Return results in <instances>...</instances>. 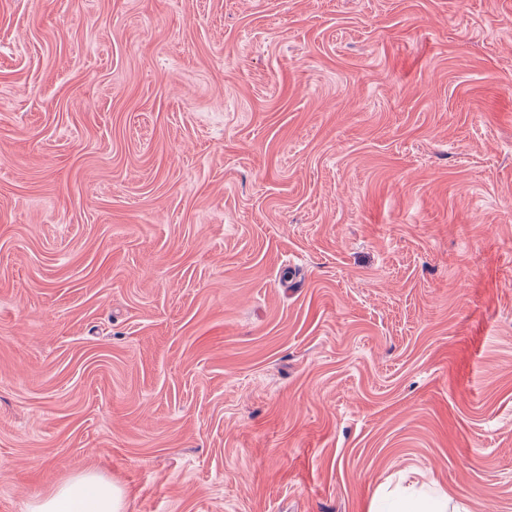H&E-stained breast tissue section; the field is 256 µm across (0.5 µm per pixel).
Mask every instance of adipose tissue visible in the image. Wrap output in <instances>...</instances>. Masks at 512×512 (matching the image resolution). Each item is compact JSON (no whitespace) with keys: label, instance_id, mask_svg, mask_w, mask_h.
Segmentation results:
<instances>
[{"label":"adipose tissue","instance_id":"1","mask_svg":"<svg viewBox=\"0 0 512 512\" xmlns=\"http://www.w3.org/2000/svg\"><path fill=\"white\" fill-rule=\"evenodd\" d=\"M123 509L122 489L93 472L63 482L26 506V512H123Z\"/></svg>","mask_w":512,"mask_h":512}]
</instances>
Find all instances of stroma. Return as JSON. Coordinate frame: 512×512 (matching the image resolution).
Segmentation results:
<instances>
[{
    "label": "stroma",
    "instance_id": "35a3bbf8",
    "mask_svg": "<svg viewBox=\"0 0 512 512\" xmlns=\"http://www.w3.org/2000/svg\"><path fill=\"white\" fill-rule=\"evenodd\" d=\"M512 512V0H0V512ZM122 489L93 472L83 473L30 501L27 512H123Z\"/></svg>",
    "mask_w": 512,
    "mask_h": 512
}]
</instances>
